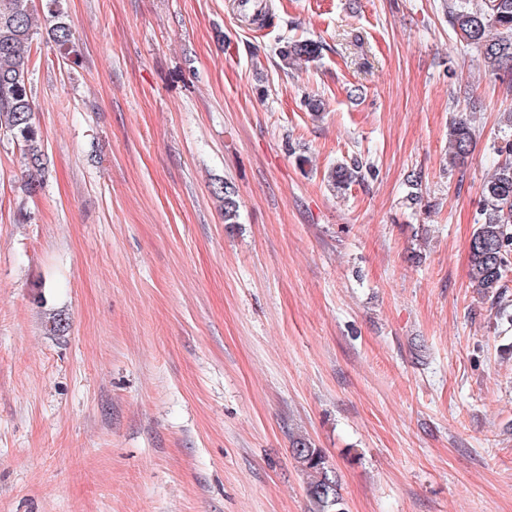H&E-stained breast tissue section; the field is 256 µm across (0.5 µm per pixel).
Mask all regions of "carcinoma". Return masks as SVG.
I'll return each mask as SVG.
<instances>
[{"mask_svg":"<svg viewBox=\"0 0 512 512\" xmlns=\"http://www.w3.org/2000/svg\"><path fill=\"white\" fill-rule=\"evenodd\" d=\"M31 0H0V133H6L23 146L29 182L35 192L37 175L46 164L39 132L33 122L32 65L36 35ZM54 23L47 31L61 57L75 64V34L65 20L61 0H46ZM448 24L461 43L475 50L484 71L506 83L512 92V0H483L478 8L470 0H448ZM320 46L312 40H295L280 48L278 57L284 69L316 60ZM475 134L463 118L449 128L451 165L465 162L474 147ZM505 154L481 190V222L469 242L472 287L483 296L502 302L509 292L508 272L512 270V143L500 149ZM359 161L338 164L328 182L338 192L347 190L360 177ZM224 204V223L235 224L239 205L235 190L225 182L213 190ZM293 457L307 474V496L312 512H342L338 482L332 475L324 452L305 437L293 440Z\"/></svg>","mask_w":512,"mask_h":512,"instance_id":"1","label":"carcinoma"}]
</instances>
